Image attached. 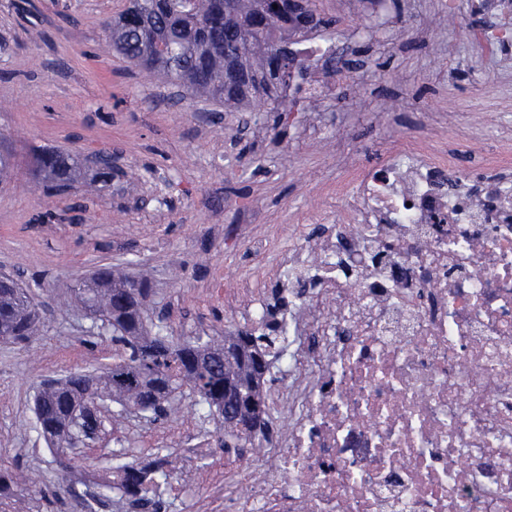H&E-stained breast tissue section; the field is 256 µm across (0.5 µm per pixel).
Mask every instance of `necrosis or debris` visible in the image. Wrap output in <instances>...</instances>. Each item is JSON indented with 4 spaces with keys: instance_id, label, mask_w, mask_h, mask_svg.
<instances>
[{
    "instance_id": "1",
    "label": "necrosis or debris",
    "mask_w": 512,
    "mask_h": 512,
    "mask_svg": "<svg viewBox=\"0 0 512 512\" xmlns=\"http://www.w3.org/2000/svg\"><path fill=\"white\" fill-rule=\"evenodd\" d=\"M511 155L476 181L446 139H409L295 227L265 394L284 426L224 512H512Z\"/></svg>"
}]
</instances>
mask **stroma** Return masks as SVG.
<instances>
[{"mask_svg":"<svg viewBox=\"0 0 512 512\" xmlns=\"http://www.w3.org/2000/svg\"><path fill=\"white\" fill-rule=\"evenodd\" d=\"M128 0H0V143L15 157L0 178V273L37 304L41 323L23 345L0 341V467L21 474L8 512H130L100 495L115 456L146 460L163 449L166 512H220L224 472L242 449L203 455L217 419L182 394L155 421L105 415L89 446L61 467L32 404L42 382L112 362L107 337L69 298L76 281L108 263L147 279L148 329L221 337L244 326L250 293L281 296L274 269L294 224L332 210L391 145L480 125L477 148L512 141V46L490 40L493 13L477 0H316L330 19L311 37L336 44L342 73L314 62L294 78L282 111L224 112L103 51L104 23ZM440 117H422L426 103ZM118 157L120 178H83L69 199L37 190L36 149Z\"/></svg>","mask_w":512,"mask_h":512,"instance_id":"obj_1","label":"stroma"}]
</instances>
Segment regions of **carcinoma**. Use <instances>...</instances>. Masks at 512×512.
Masks as SVG:
<instances>
[{"label":"carcinoma","mask_w":512,"mask_h":512,"mask_svg":"<svg viewBox=\"0 0 512 512\" xmlns=\"http://www.w3.org/2000/svg\"><path fill=\"white\" fill-rule=\"evenodd\" d=\"M321 23L316 16L290 17L274 9L272 0H232L227 11L224 0H136L134 8L105 25V41L109 49L163 82L228 112H243L257 98L277 112L275 89L288 85L306 68V59L296 51L290 60H280L279 46L296 43V36H305ZM228 59L259 79L261 96L244 95L224 85ZM36 162L47 181L46 192L52 196L65 194V188L80 176L78 163L65 153L42 152ZM72 292L82 308L91 309L104 321L118 357L100 374L71 372L38 393L39 429L57 457L68 455L71 443L80 436L76 421L106 400L123 411L137 407L156 420L186 388L196 404L218 417L223 429L227 422L224 391L230 387L240 401L237 425L226 432L234 440L247 433L251 415L264 412L265 371L260 361L276 349L275 326L267 332L238 329L222 340L176 341L162 328L150 336L144 330L142 311L146 282L138 281L131 288L129 279L116 276L110 266L79 280ZM39 320V310L23 290L15 284L0 287V337L25 342ZM227 342L239 348L230 358L224 357ZM166 464L159 456L147 464L119 461L113 467L111 488L128 504L162 512L165 501L159 487L169 478Z\"/></svg>","instance_id":"1"}]
</instances>
